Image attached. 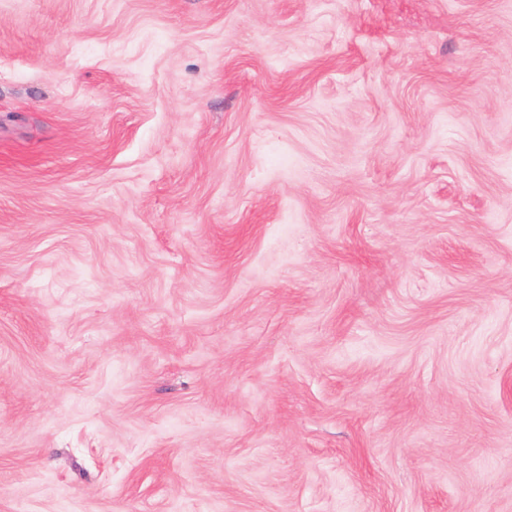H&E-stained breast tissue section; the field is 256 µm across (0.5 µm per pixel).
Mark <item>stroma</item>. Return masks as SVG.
Returning <instances> with one entry per match:
<instances>
[{"instance_id":"obj_1","label":"stroma","mask_w":512,"mask_h":512,"mask_svg":"<svg viewBox=\"0 0 512 512\" xmlns=\"http://www.w3.org/2000/svg\"><path fill=\"white\" fill-rule=\"evenodd\" d=\"M0 512H512V0H0Z\"/></svg>"}]
</instances>
